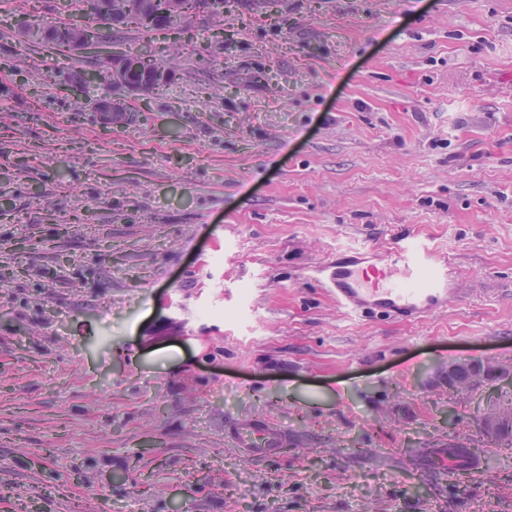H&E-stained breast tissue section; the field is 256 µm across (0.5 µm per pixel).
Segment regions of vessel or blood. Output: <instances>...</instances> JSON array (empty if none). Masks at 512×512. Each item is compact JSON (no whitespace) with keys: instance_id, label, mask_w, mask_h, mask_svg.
Wrapping results in <instances>:
<instances>
[{"instance_id":"b4317fda","label":"vessel or blood","mask_w":512,"mask_h":512,"mask_svg":"<svg viewBox=\"0 0 512 512\" xmlns=\"http://www.w3.org/2000/svg\"><path fill=\"white\" fill-rule=\"evenodd\" d=\"M454 281L455 271L447 256L408 233L369 262L355 258L336 266L321 285L348 311L379 310L402 319H418L447 306ZM242 445L245 458L261 460L280 454L282 438L261 424L253 436L243 437Z\"/></svg>"}]
</instances>
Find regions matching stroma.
I'll return each instance as SVG.
<instances>
[{"label":"stroma","mask_w":512,"mask_h":512,"mask_svg":"<svg viewBox=\"0 0 512 512\" xmlns=\"http://www.w3.org/2000/svg\"><path fill=\"white\" fill-rule=\"evenodd\" d=\"M0 0V512H512V446L451 360L512 367V0H224L127 97ZM99 51V52H100ZM410 226L460 291L337 307L336 252ZM268 421L281 455L245 459ZM471 462L447 472L449 449Z\"/></svg>","instance_id":"1"}]
</instances>
